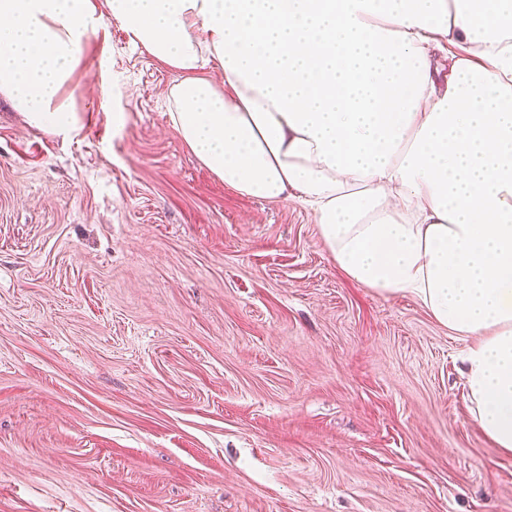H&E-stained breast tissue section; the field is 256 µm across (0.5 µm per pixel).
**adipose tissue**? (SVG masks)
<instances>
[{
	"label": "adipose tissue",
	"mask_w": 512,
	"mask_h": 512,
	"mask_svg": "<svg viewBox=\"0 0 512 512\" xmlns=\"http://www.w3.org/2000/svg\"><path fill=\"white\" fill-rule=\"evenodd\" d=\"M106 2L0 0V94L28 126L77 129L60 94L121 22L180 73L201 165L310 208L347 276L470 339L473 418L512 454V0Z\"/></svg>",
	"instance_id": "obj_1"
}]
</instances>
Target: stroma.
Instances as JSON below:
<instances>
[{
	"mask_svg": "<svg viewBox=\"0 0 512 512\" xmlns=\"http://www.w3.org/2000/svg\"><path fill=\"white\" fill-rule=\"evenodd\" d=\"M67 136L0 95V512H512L452 334L313 213L184 145L177 73L107 24Z\"/></svg>",
	"mask_w": 512,
	"mask_h": 512,
	"instance_id": "stroma-1",
	"label": "stroma"
}]
</instances>
